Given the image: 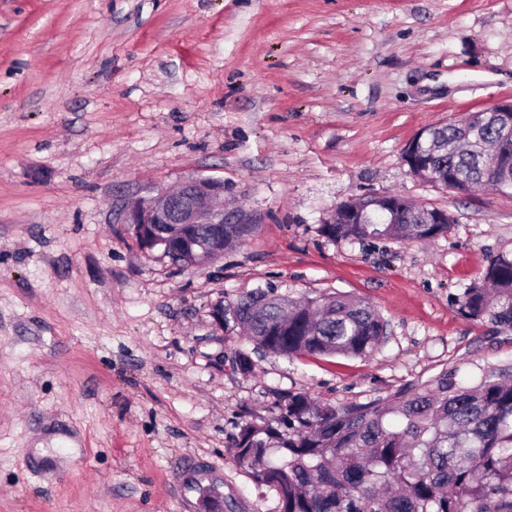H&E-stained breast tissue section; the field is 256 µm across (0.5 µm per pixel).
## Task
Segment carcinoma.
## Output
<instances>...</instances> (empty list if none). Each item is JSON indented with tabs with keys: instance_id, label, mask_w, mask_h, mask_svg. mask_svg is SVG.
<instances>
[{
	"instance_id": "obj_1",
	"label": "carcinoma",
	"mask_w": 512,
	"mask_h": 512,
	"mask_svg": "<svg viewBox=\"0 0 512 512\" xmlns=\"http://www.w3.org/2000/svg\"><path fill=\"white\" fill-rule=\"evenodd\" d=\"M431 169L458 194L512 184V128L493 112L428 128ZM406 202L397 214L371 208L361 224H322L330 240L427 241L446 224ZM466 319L512 325V259L498 257L454 295ZM234 323L256 348L301 355L365 357L386 335L369 304L344 295L295 302L261 295L238 301ZM277 426L244 424L230 448L253 483L279 495L280 512H512V371L462 385L443 371L385 398L349 406L288 395Z\"/></svg>"
}]
</instances>
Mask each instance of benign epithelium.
I'll return each mask as SVG.
<instances>
[{"instance_id": "1", "label": "benign epithelium", "mask_w": 512, "mask_h": 512, "mask_svg": "<svg viewBox=\"0 0 512 512\" xmlns=\"http://www.w3.org/2000/svg\"><path fill=\"white\" fill-rule=\"evenodd\" d=\"M421 140L420 135L413 138L404 151L405 162L415 175L428 171L418 151ZM222 196L224 182L221 180L187 179L177 193L162 192L155 198L128 206L125 223L135 226L137 241L144 249L160 247L166 252L172 249L193 251L212 259L224 251V225L249 223L247 215L240 210L210 205ZM397 198V194H384L347 200L332 211L325 223L350 224L360 219L363 210L369 207L393 210ZM201 224L214 225L202 238L197 236Z\"/></svg>"}]
</instances>
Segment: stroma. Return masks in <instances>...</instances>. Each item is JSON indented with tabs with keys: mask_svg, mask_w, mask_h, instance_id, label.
I'll return each instance as SVG.
<instances>
[{
	"mask_svg": "<svg viewBox=\"0 0 512 512\" xmlns=\"http://www.w3.org/2000/svg\"><path fill=\"white\" fill-rule=\"evenodd\" d=\"M512 97V0H0V512H279L230 446L305 392L366 403L441 371L512 369V326L451 297L512 257V192L404 160L423 128ZM256 226L193 266L125 207L190 178ZM451 212L424 242L330 240L341 202ZM350 295L367 358L288 359L213 311ZM247 354L251 372L237 369Z\"/></svg>",
	"mask_w": 512,
	"mask_h": 512,
	"instance_id": "obj_1",
	"label": "stroma"
}]
</instances>
